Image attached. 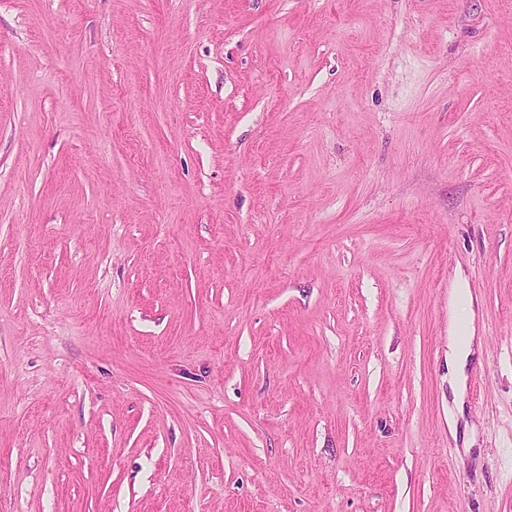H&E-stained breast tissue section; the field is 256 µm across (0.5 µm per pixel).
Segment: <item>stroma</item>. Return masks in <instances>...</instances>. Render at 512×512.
<instances>
[{
    "label": "stroma",
    "mask_w": 512,
    "mask_h": 512,
    "mask_svg": "<svg viewBox=\"0 0 512 512\" xmlns=\"http://www.w3.org/2000/svg\"><path fill=\"white\" fill-rule=\"evenodd\" d=\"M0 512H512V0H0ZM449 306L452 314L448 327V390L452 396L454 409L461 412L465 405L466 368L472 354L481 345L479 336H475L472 297L464 282L451 289ZM460 310L465 311L464 317L469 318L465 324L467 331L464 338L460 337V322L456 317Z\"/></svg>",
    "instance_id": "1"
}]
</instances>
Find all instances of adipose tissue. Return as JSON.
Returning <instances> with one entry per match:
<instances>
[{
	"mask_svg": "<svg viewBox=\"0 0 512 512\" xmlns=\"http://www.w3.org/2000/svg\"><path fill=\"white\" fill-rule=\"evenodd\" d=\"M449 306L454 316L449 320L448 327V388L452 396L455 409H463L465 405V391L467 374L466 368L473 353L481 345V340L476 336L474 329L459 332L457 311H471L472 297L465 284H458L451 290Z\"/></svg>",
	"mask_w": 512,
	"mask_h": 512,
	"instance_id": "1",
	"label": "adipose tissue"
}]
</instances>
